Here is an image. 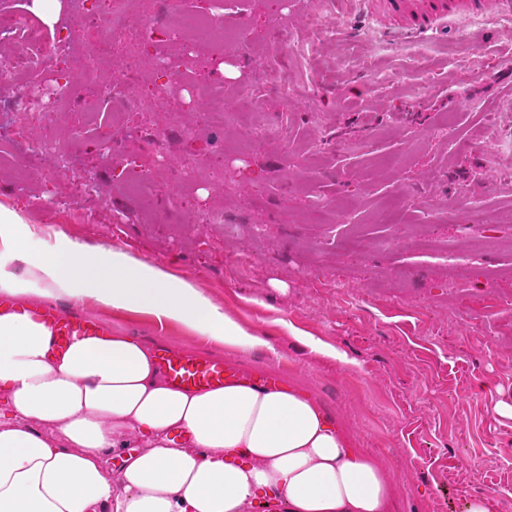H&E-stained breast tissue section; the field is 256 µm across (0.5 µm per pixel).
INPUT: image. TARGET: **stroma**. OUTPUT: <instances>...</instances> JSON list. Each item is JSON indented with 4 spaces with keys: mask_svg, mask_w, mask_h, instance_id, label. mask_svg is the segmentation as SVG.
Returning a JSON list of instances; mask_svg holds the SVG:
<instances>
[{
    "mask_svg": "<svg viewBox=\"0 0 512 512\" xmlns=\"http://www.w3.org/2000/svg\"><path fill=\"white\" fill-rule=\"evenodd\" d=\"M182 3L221 18L245 47L223 57L236 78L208 65L189 74L223 93V128L159 107L127 116L118 147H102L73 135L93 121L94 102L82 99L10 146L0 205L20 209L44 249L62 233L194 282L264 346L243 354L89 299L83 311L105 329L310 393L390 473L392 512H465L478 496L512 512V419L495 410L512 402V114L494 109L512 93V32L478 46L453 24L394 42L365 13L330 4L329 32L312 30L311 0ZM282 14L309 53L273 48ZM310 77L312 100L273 89ZM239 104L254 111L256 147L244 145ZM185 126L204 130V153L224 152L223 183L197 182L195 198L223 205L232 234L151 203L155 191H180L160 156ZM157 131L169 134L158 145ZM61 151L94 195L69 197L67 177L46 178ZM473 196L481 211L468 207ZM423 239L456 260L420 252Z\"/></svg>",
    "mask_w": 512,
    "mask_h": 512,
    "instance_id": "stroma-1",
    "label": "stroma"
}]
</instances>
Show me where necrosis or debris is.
<instances>
[{
  "instance_id": "obj_1",
  "label": "necrosis or debris",
  "mask_w": 512,
  "mask_h": 512,
  "mask_svg": "<svg viewBox=\"0 0 512 512\" xmlns=\"http://www.w3.org/2000/svg\"><path fill=\"white\" fill-rule=\"evenodd\" d=\"M140 21L136 27L126 23V0H99L98 7L86 0H76L79 17L76 27L68 31H53L31 12L15 8L0 9V37L9 38L11 51L0 55V76L24 72L40 75L52 63L51 51L67 40L77 37L79 30L89 28L96 35L85 41L78 58L70 65L95 89L96 111L104 116L97 128L100 138L111 136L115 112H148L157 102L180 101L185 85L181 82L159 84L154 80L157 70L167 68L164 56L156 50L157 34L178 42L182 47L211 50H239L240 45L224 23L208 15L190 13L179 0H140ZM123 43L125 56L121 70L112 68V47ZM78 83L52 85L51 98H44L30 88L18 89L6 106L7 111L21 117L33 116L48 121L57 113L69 111L77 99ZM197 131L184 135V144L176 157L177 172L186 180L220 183L224 180L221 156L201 157L191 147Z\"/></svg>"
}]
</instances>
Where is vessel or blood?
I'll return each instance as SVG.
<instances>
[{"label": "vessel or blood", "instance_id": "obj_1", "mask_svg": "<svg viewBox=\"0 0 512 512\" xmlns=\"http://www.w3.org/2000/svg\"><path fill=\"white\" fill-rule=\"evenodd\" d=\"M368 9L378 15L385 35L393 41L415 40L446 31L449 21L481 17L496 22H512V0H336L338 11ZM13 311L30 314L50 329L53 347L65 351L72 337L99 334L95 320L79 311L57 307L13 304ZM160 369L169 383L179 388L207 390L240 380V373L218 358H192L167 347H159Z\"/></svg>", "mask_w": 512, "mask_h": 512}]
</instances>
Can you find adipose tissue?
I'll return each mask as SVG.
<instances>
[{"mask_svg":"<svg viewBox=\"0 0 512 512\" xmlns=\"http://www.w3.org/2000/svg\"><path fill=\"white\" fill-rule=\"evenodd\" d=\"M38 246L21 216L0 206V296L91 298L245 352L264 344L161 265L62 234L51 253ZM53 343L29 315L0 311V512H389L393 504L382 465L352 448L310 394L245 383L175 388L137 336H79L61 353ZM112 453L124 456L115 470Z\"/></svg>","mask_w":512,"mask_h":512,"instance_id":"adipose-tissue-1","label":"adipose tissue"}]
</instances>
